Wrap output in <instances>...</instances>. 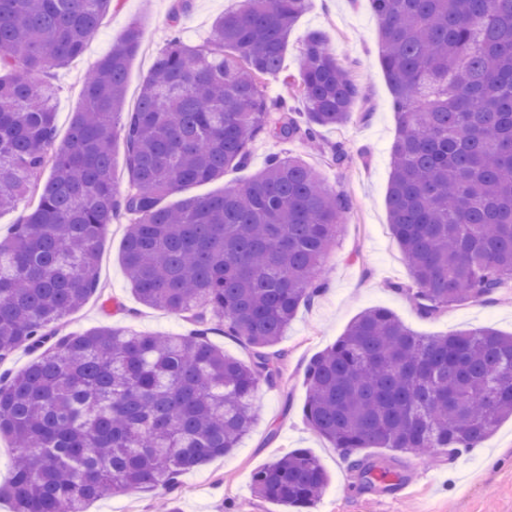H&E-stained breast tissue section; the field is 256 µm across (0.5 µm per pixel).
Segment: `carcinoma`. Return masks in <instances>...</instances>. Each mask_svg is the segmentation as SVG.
I'll return each instance as SVG.
<instances>
[{
  "mask_svg": "<svg viewBox=\"0 0 512 512\" xmlns=\"http://www.w3.org/2000/svg\"><path fill=\"white\" fill-rule=\"evenodd\" d=\"M398 135L386 196L413 284H389L433 317L490 303L512 282V0H369ZM307 0H241L204 47L172 34L125 110L142 34L130 27L83 82V105L57 141L53 70L79 57L112 0H0V213L36 203L0 239V362L25 347L23 371L0 377V439L14 449L0 501L12 512H85L106 494L170 492L178 477L238 446L262 386L282 380L276 349L318 296L349 198L301 157L273 155L219 195L164 200L247 167L264 135L311 141L343 127L360 88L324 36L299 51L288 95V35ZM128 181L118 193L117 140ZM50 168L43 185L34 176ZM131 217L121 260L137 300L192 322L184 336L104 326L64 331L99 291L102 236ZM221 330L245 363L213 345ZM304 416L369 482L404 478L398 454L477 448L512 417V334L413 333L391 311L360 314L309 362ZM364 448H385L376 457ZM329 484L294 449L251 477L284 512H312ZM209 340L215 346L224 350L225 354L235 357L241 361L249 360L250 352L248 348L232 336H224V333L217 330L214 333L209 334Z\"/></svg>",
  "mask_w": 512,
  "mask_h": 512,
  "instance_id": "1",
  "label": "carcinoma"
}]
</instances>
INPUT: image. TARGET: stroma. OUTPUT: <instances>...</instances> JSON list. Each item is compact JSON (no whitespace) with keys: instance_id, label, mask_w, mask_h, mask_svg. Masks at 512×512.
<instances>
[{"instance_id":"35a3bbf8","label":"stroma","mask_w":512,"mask_h":512,"mask_svg":"<svg viewBox=\"0 0 512 512\" xmlns=\"http://www.w3.org/2000/svg\"><path fill=\"white\" fill-rule=\"evenodd\" d=\"M175 3L118 0L102 17L82 55L54 73L59 136H66L73 114L81 105L85 72L136 21L142 27L143 40L129 68L126 103L127 108H134L142 80L170 37L167 19ZM235 5L236 0H187L178 21L182 40L191 46L206 44L215 17ZM313 31L324 35L358 80L361 97L351 120L339 129H318L316 139L321 150L317 153L306 152L299 141L258 138L247 168L187 186L166 200L167 205L174 206L188 197L220 193L224 187L250 179L271 155L292 153L303 155L330 189L346 193L352 202L331 251L325 293L300 307L278 345L284 354L282 383L261 388L256 424L237 448L181 476V486L175 493L180 512H280L279 506L253 492L251 475L296 448L309 449L330 477L314 512H512V418L503 421L480 449L460 453L454 459L442 456L432 461L413 454L401 455L407 478L384 491L362 483L303 415L308 363L366 309L386 308L421 336L477 328L512 332V294L491 303L454 306L429 318L417 312L406 294L392 290V283L410 284L411 275L392 236L386 207L396 116L379 62L378 21L367 0H308L288 38L286 73H296L301 44ZM339 142L350 154L343 166L330 160L329 149ZM128 222V217H121L106 230L99 265L103 294L91 297L68 317L67 331L81 333L113 326L162 336L190 333L189 321L146 307L131 292L121 261ZM105 296L121 301L123 310L103 309L101 299Z\"/></svg>"}]
</instances>
